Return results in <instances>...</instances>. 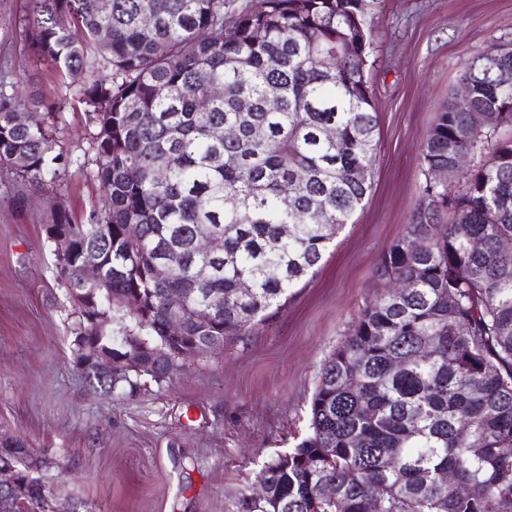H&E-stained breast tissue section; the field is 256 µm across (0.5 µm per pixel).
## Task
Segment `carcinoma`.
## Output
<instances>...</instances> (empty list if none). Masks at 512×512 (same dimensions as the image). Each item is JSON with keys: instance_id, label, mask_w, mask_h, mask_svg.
<instances>
[{"instance_id": "cac0c4a2", "label": "carcinoma", "mask_w": 512, "mask_h": 512, "mask_svg": "<svg viewBox=\"0 0 512 512\" xmlns=\"http://www.w3.org/2000/svg\"><path fill=\"white\" fill-rule=\"evenodd\" d=\"M362 2L28 0L23 41L56 70L84 75L75 95L94 126L102 205L79 220L62 207L50 224L73 245L56 269L81 315L75 339L111 355L180 348L195 357L205 336L249 335L319 271L372 187L360 176L372 171L378 129L370 42L350 49L344 70L329 67ZM502 68L512 69V44L465 63L461 79L486 125L446 104L420 166L425 176L467 148L472 168L455 185L424 180L410 224L376 264V296L322 364L307 435L262 464L265 495L242 493L237 512H512V253L500 248L512 239V85L498 82ZM19 112L33 123L18 125ZM53 112L0 89V168L25 184L58 177ZM226 123L239 137L213 140L210 129ZM330 124L334 141L324 136ZM203 230L224 235L223 254L196 251ZM89 249L105 258L92 296L78 271ZM161 260L172 268L163 283L151 275ZM394 279L411 288L392 295ZM196 288L184 336L172 341L165 302ZM204 289L224 295L208 325L196 320ZM130 296L143 308L132 315L138 333H114L112 312ZM0 455L21 482L43 467L18 437L1 438ZM445 471L459 486L441 480ZM328 483L334 500L321 494ZM52 495L29 482L0 512H48Z\"/></svg>"}]
</instances>
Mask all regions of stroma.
I'll list each match as a JSON object with an SVG mask.
<instances>
[{"mask_svg":"<svg viewBox=\"0 0 512 512\" xmlns=\"http://www.w3.org/2000/svg\"><path fill=\"white\" fill-rule=\"evenodd\" d=\"M25 9L0 0V82L53 103L69 163L46 191L27 189L24 204L0 169V434L48 462L58 512H236L262 463L306 435L321 365L375 295V265L420 196L424 137L465 62L512 43V0H363L379 134L372 189L351 224L251 335L157 380L127 371L111 391L91 387L74 363L80 315L46 232L57 204L80 216L99 200L86 175L92 128L74 94L79 76L32 61Z\"/></svg>","mask_w":512,"mask_h":512,"instance_id":"stroma-1","label":"stroma"}]
</instances>
